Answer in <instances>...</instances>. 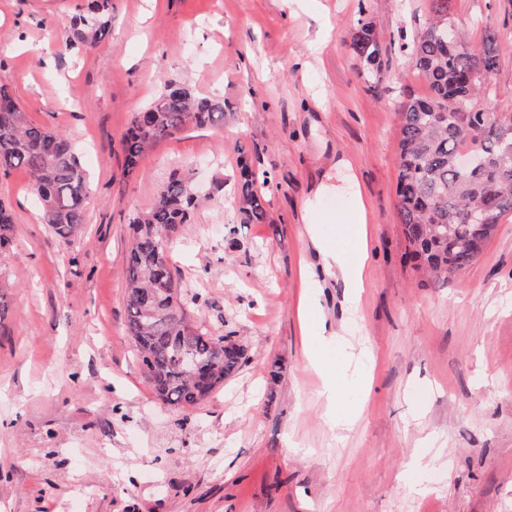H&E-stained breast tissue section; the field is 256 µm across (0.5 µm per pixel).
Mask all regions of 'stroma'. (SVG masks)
Masks as SVG:
<instances>
[{"instance_id": "obj_1", "label": "stroma", "mask_w": 512, "mask_h": 512, "mask_svg": "<svg viewBox=\"0 0 512 512\" xmlns=\"http://www.w3.org/2000/svg\"><path fill=\"white\" fill-rule=\"evenodd\" d=\"M84 2L0 0V85L70 138L90 178L84 231L63 244L28 174H0L15 218L0 251V512H512V215L470 267L428 284L397 217L396 107L429 92L409 47L432 0H112L105 41L71 49ZM448 19L472 45L499 31L484 102L512 112V0H449ZM362 20L388 52L375 88L349 50ZM168 83L223 98L224 123L126 170L123 135ZM346 155L356 176L336 165ZM244 165L270 179L268 223L239 221ZM176 172L206 194L170 253L188 310L247 358L184 411L146 382L124 301L129 221ZM359 189L352 323L308 230L335 242ZM306 313L372 350L345 372L349 428L330 422Z\"/></svg>"}]
</instances>
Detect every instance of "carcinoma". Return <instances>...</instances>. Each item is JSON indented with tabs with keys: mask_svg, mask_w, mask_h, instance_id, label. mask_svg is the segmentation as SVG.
Segmentation results:
<instances>
[{
	"mask_svg": "<svg viewBox=\"0 0 512 512\" xmlns=\"http://www.w3.org/2000/svg\"><path fill=\"white\" fill-rule=\"evenodd\" d=\"M112 0H89L73 18L69 46L93 48L107 36ZM450 27L448 0H436L433 14L417 32L411 62L429 94L410 97L398 112L397 210L415 266L439 278L451 267L472 264L502 218L512 214V148L502 142L509 120L496 124L468 111L451 93L478 96L493 71L498 32L484 27L481 47L441 39ZM349 48L369 84L380 82L387 50L372 26L360 21ZM224 123V99L196 97L176 83L137 112L123 138L125 165L136 169L159 140L189 128ZM479 142L488 166L462 172L458 155ZM24 169L54 237L70 242L82 232L89 177L71 140L63 133L30 124L12 94L0 87V172ZM259 176L242 167L237 187L239 223L264 224L268 213L257 187ZM198 205L190 179L173 175L157 190L152 205L130 220L133 239L127 258L125 307L128 332L154 392L184 410L209 398L246 363L243 349L190 321L169 249ZM14 218L0 203V249L12 243Z\"/></svg>",
	"mask_w": 512,
	"mask_h": 512,
	"instance_id": "carcinoma-1",
	"label": "carcinoma"
}]
</instances>
